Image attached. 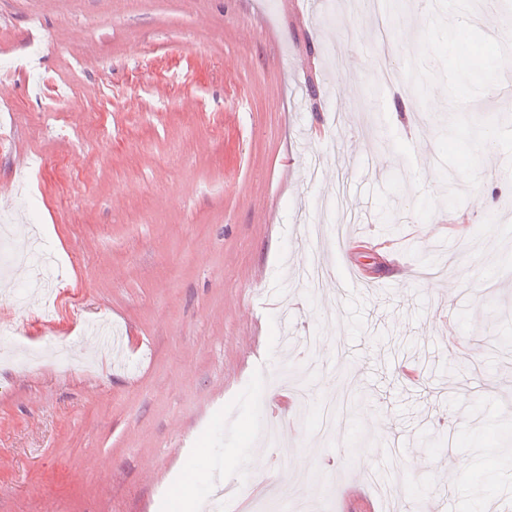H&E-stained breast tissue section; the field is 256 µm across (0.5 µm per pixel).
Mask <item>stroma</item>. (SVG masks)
Instances as JSON below:
<instances>
[{
    "instance_id": "stroma-1",
    "label": "stroma",
    "mask_w": 512,
    "mask_h": 512,
    "mask_svg": "<svg viewBox=\"0 0 512 512\" xmlns=\"http://www.w3.org/2000/svg\"><path fill=\"white\" fill-rule=\"evenodd\" d=\"M431 7L385 0L380 19L355 0H0V190L57 257L15 263L29 243L0 239V512H169L189 437L207 457L194 504L261 453L288 485L275 512H385L368 473L398 498L512 512L497 454L512 352L492 349L512 331L511 158L483 159L454 211L445 191L466 183L437 171L454 112L512 120V60L475 102L454 108L436 86L424 106L404 67ZM384 36L381 87L363 62ZM49 82L69 93L51 118ZM378 260L358 288L351 269ZM451 333L475 361L455 358ZM354 394L320 436L326 401ZM274 413L282 468L260 441ZM443 417L446 447H426Z\"/></svg>"
}]
</instances>
